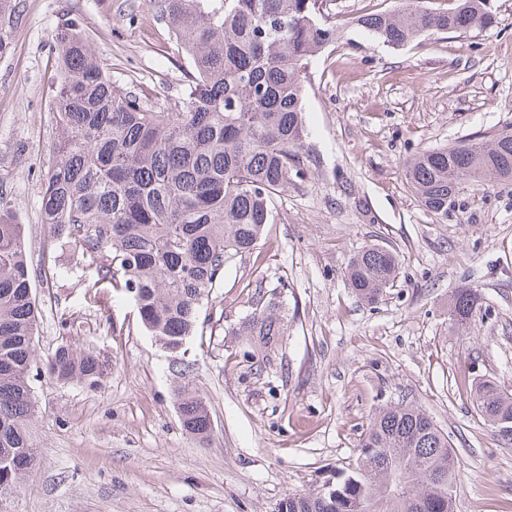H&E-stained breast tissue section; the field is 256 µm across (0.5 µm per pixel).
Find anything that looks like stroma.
Instances as JSON below:
<instances>
[{
    "label": "stroma",
    "instance_id": "1",
    "mask_svg": "<svg viewBox=\"0 0 512 512\" xmlns=\"http://www.w3.org/2000/svg\"><path fill=\"white\" fill-rule=\"evenodd\" d=\"M0 27V208L25 226L40 315L38 357L63 342L93 348L111 371L95 389L35 374L28 431L41 464L15 512H275L291 493L338 480L376 409L421 407L446 431L460 465L454 512H512V436L474 407L477 379L512 392V181L465 190L447 218L427 212L406 179L421 149L512 128V0H492L493 26L432 33L399 48L354 23L398 0H323L333 50L307 68L312 160L305 191L278 198L256 248L224 266L183 347L187 371L143 329L133 300L94 287V267L68 248L43 257L39 191L57 137L49 110L55 43L81 23L123 87L177 96L190 64L159 0H14ZM396 252L399 273L377 303L345 269L362 246ZM478 288L466 330L448 298ZM279 304L281 349L261 369L242 362L238 328ZM192 383L214 431L181 427L172 393Z\"/></svg>",
    "mask_w": 512,
    "mask_h": 512
}]
</instances>
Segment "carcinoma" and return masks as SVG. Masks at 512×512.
Listing matches in <instances>:
<instances>
[{"label": "carcinoma", "mask_w": 512, "mask_h": 512, "mask_svg": "<svg viewBox=\"0 0 512 512\" xmlns=\"http://www.w3.org/2000/svg\"><path fill=\"white\" fill-rule=\"evenodd\" d=\"M321 9L322 0H161L159 17L192 64L181 104L158 105L112 82L78 22L60 37L51 107L59 137L40 191L50 245L95 263L92 287L127 293L142 326L172 352L196 332L203 300L224 282V263L253 250L277 197L308 182L306 69L338 34ZM463 17L475 28L494 23L489 0H448L437 9L414 0L357 24L396 48L427 32L456 33ZM406 178L423 207L446 219L467 186L512 180V132L420 150ZM398 266L390 249L366 245L346 278L374 304ZM479 309L473 288L450 296L459 327ZM37 318L23 225L0 209V486L12 489L40 464L28 432ZM286 331L275 304L253 312L240 326L248 337L243 361L262 367ZM43 366L58 382L96 387L109 363L62 343ZM173 401L183 429L208 440L204 399L180 386ZM474 406L490 424L512 429V393L494 382L475 384ZM458 468L450 436L424 410L385 406L345 478L288 495L280 512H453Z\"/></svg>", "instance_id": "obj_1"}]
</instances>
